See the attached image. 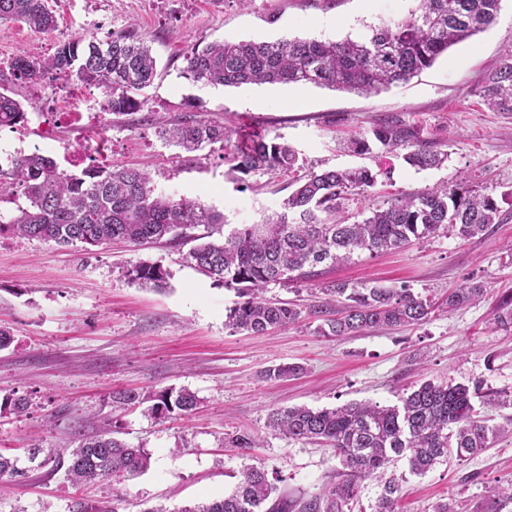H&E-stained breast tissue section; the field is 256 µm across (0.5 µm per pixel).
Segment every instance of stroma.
<instances>
[{
  "mask_svg": "<svg viewBox=\"0 0 512 512\" xmlns=\"http://www.w3.org/2000/svg\"><path fill=\"white\" fill-rule=\"evenodd\" d=\"M419 0H48L58 29L47 34L19 23H0V68L19 52L53 55L59 41L93 32L98 40L136 25L157 60L142 113H71L87 86L44 78L39 89L15 88L34 106L26 123L0 129V152L27 155L51 139L52 156L81 152L99 166H136L150 173L159 192L198 198L229 225L256 224L281 211L288 180L265 174L240 177L223 151L186 153L162 140L157 120L186 113L231 130L232 145L258 136L281 137L293 146L303 171L370 167L377 182L358 208H372L401 193L462 181L501 197L506 217L485 234L462 239L442 233L376 256L324 265L321 283L357 287L376 283L435 298L480 281L483 298L458 310H436L422 326L370 330L344 338L317 335L315 318L265 335L233 332L225 316L237 294L184 261L192 240L131 247L115 242L82 245L16 236L0 237V328L11 341L0 349V397L28 398L27 411L0 413V453L23 456L32 439L52 454H68L80 435L102 428L144 445L152 455L145 473L126 481L124 512L162 505L169 512L231 493L241 469H264L279 491L309 497L336 482L341 469L332 449L288 438L268 428L270 408L314 409L348 402L396 404L424 381L481 382L473 404L479 415L505 426L512 407L494 406L512 394V330L497 318L512 298V112L488 108L479 89L485 75L512 54V0H503L496 25L456 45L409 82L376 96L317 86H202L184 78L191 48L224 39L282 37L340 41L367 27L409 15ZM332 20L331 28L320 25ZM392 116L424 129L447 153L438 168L417 170L402 151L374 147L359 157L344 142L367 133L374 120ZM105 132L108 145L92 140ZM144 261L169 272L159 289L127 277ZM301 365L300 374L269 380L264 370ZM186 388L199 404L193 414L165 422L142 409L113 410L115 389ZM256 437L253 448L230 447L238 432ZM399 484V512H492L491 488L512 483V438L465 459L448 457L425 475L406 460L387 469ZM112 484L77 488L55 463L29 471L24 480H0V512H68L77 498L106 501Z\"/></svg>",
  "mask_w": 512,
  "mask_h": 512,
  "instance_id": "1",
  "label": "stroma"
}]
</instances>
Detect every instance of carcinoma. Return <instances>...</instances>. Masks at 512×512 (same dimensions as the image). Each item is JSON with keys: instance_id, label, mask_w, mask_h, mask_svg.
<instances>
[{"instance_id": "cac0c4a2", "label": "carcinoma", "mask_w": 512, "mask_h": 512, "mask_svg": "<svg viewBox=\"0 0 512 512\" xmlns=\"http://www.w3.org/2000/svg\"><path fill=\"white\" fill-rule=\"evenodd\" d=\"M501 0H420L408 17L368 27L356 39H279L276 41H213L195 47L185 57L184 77L204 86L248 84L315 85L365 96L407 82L431 67L454 45L492 26ZM14 21L32 30H57L46 0H0V22ZM64 74L84 85L107 90L104 112L132 115L145 107L142 92L157 75V61L134 26L101 42L93 35L65 39L49 57L17 54L9 64L10 81L31 83L47 75ZM486 105L512 112V55L485 78L480 91ZM24 105L0 93V123L26 121ZM159 134L186 153L207 146L226 148L231 132L184 114ZM375 141L390 152L409 149L404 161L418 170L440 167L448 154L434 149L424 129L397 120L376 122L369 134L350 140L356 155L371 151ZM242 175L273 173L292 177V191L282 211L259 224H238L219 239L198 243L185 256L187 265L234 290L241 301L229 309L225 327L234 332L264 334L297 324L303 310L264 297L271 285L316 281L317 267L340 263L367 252L397 250L441 232L461 238L485 233L505 217L497 199L476 189L440 185L392 198L346 223L338 214L357 203L376 178L365 166L299 173L298 153L277 138L257 139L232 153ZM12 180L25 185L28 205L14 215L0 214V235L80 243L85 250L121 241L133 247L183 236L200 225L224 224V215L200 200L175 198L157 191L150 175L138 168L87 167L67 173L51 158L29 154L15 159ZM134 282L156 287L169 273L158 262H141L127 271ZM323 306L307 315L319 318L320 336H348L370 328L394 329L422 325L439 307L462 308L481 299L485 286L472 283L439 302L409 288L372 285L356 288L331 282L320 288ZM299 365H278L264 371L268 379L299 373ZM479 383L422 382L401 396L399 403L352 402L313 409L305 405L272 408L267 426L294 440L333 449L342 465L340 480L309 498L293 499L277 492L268 473L250 466L240 472L235 490L222 498L185 506L177 512H353L359 485L381 481L373 512H396L399 491L393 478L383 479L389 465L407 460L410 471L423 475L454 455L467 459L480 453L505 429L488 424L475 411ZM112 407L144 404L147 414L164 421L173 413L196 409L197 395L186 389L146 392L115 390ZM108 429L79 440L68 454L65 479L73 485L112 481V500H74L69 512H121L125 493L118 485L146 472L152 454L133 446ZM23 477L18 459L0 454V478Z\"/></svg>"}]
</instances>
